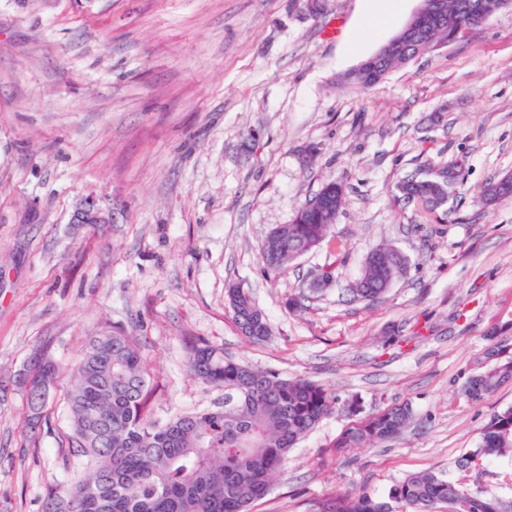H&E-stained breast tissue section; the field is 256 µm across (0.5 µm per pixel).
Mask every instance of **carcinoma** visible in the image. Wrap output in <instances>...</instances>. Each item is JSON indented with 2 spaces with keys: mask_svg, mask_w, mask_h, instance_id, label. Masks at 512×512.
Segmentation results:
<instances>
[{
  "mask_svg": "<svg viewBox=\"0 0 512 512\" xmlns=\"http://www.w3.org/2000/svg\"><path fill=\"white\" fill-rule=\"evenodd\" d=\"M499 0H419L417 11H441L433 30L416 36L399 32L377 51L379 58L361 62L337 77V84L363 93L394 67L432 52V42L455 29L476 24L498 11ZM458 166L447 163L427 171L429 177H406L396 184L395 198L420 209L425 220L436 218L429 194H452L460 183ZM319 194L334 201L333 211L316 213L302 204L292 224H280L262 247L264 271L277 275L291 260L326 247L343 251L346 244L330 233L340 213L344 191L337 182ZM512 197L493 180L474 193L483 207ZM407 265L394 247L378 246L365 256L360 278L350 288L362 301H376ZM236 327L249 341L270 336L266 315L242 288L226 290ZM187 368L202 382L224 389L213 406L181 413L160 423L150 419L152 377L136 337L112 329L94 337L72 368L66 400L68 448L78 468L65 487H49L41 512H250L268 492L272 476L288 464L292 448L337 410L338 399L325 386L306 377L282 378L270 371L224 356L207 341L189 344ZM57 364L37 353L21 374L26 388L27 427L33 431L46 419L53 398L49 386ZM512 381V356L498 359L468 379L478 401ZM411 412L393 406L370 420L342 431L331 443L336 453L366 448L399 435ZM512 452V409L493 415L483 428L477 448L458 460L467 471L486 459ZM507 512L490 491H473L446 472L423 471L391 487L387 497L366 493L329 499L319 512Z\"/></svg>",
  "mask_w": 512,
  "mask_h": 512,
  "instance_id": "carcinoma-1",
  "label": "carcinoma"
}]
</instances>
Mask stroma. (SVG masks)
<instances>
[{
  "instance_id": "35a3bbf8",
  "label": "stroma",
  "mask_w": 512,
  "mask_h": 512,
  "mask_svg": "<svg viewBox=\"0 0 512 512\" xmlns=\"http://www.w3.org/2000/svg\"><path fill=\"white\" fill-rule=\"evenodd\" d=\"M373 0H0V512H40L70 473L61 410L25 429L18 375L47 350L62 402L91 336H136L167 421L223 389L186 367L188 339L333 391L338 411L290 454L251 512H317L338 496L386 495L407 475L459 474L512 504V455L458 472L512 383L463 392L484 351L512 353V198L474 191L512 173V9L393 69L365 93L338 75L396 36L417 8L376 23ZM456 162L464 188L439 221L392 196L425 167ZM344 203L345 253L309 252L264 273L261 245L326 183ZM107 230L74 225L86 197ZM408 263L386 295L353 299L370 247ZM331 285H309L322 273ZM235 282L271 328H236ZM361 404L349 414L345 406ZM397 438L333 454L346 428L394 405ZM497 182V180L489 181L474 193V203L477 206L484 208L483 206L502 198L512 197V187L505 190L500 188Z\"/></svg>"
}]
</instances>
